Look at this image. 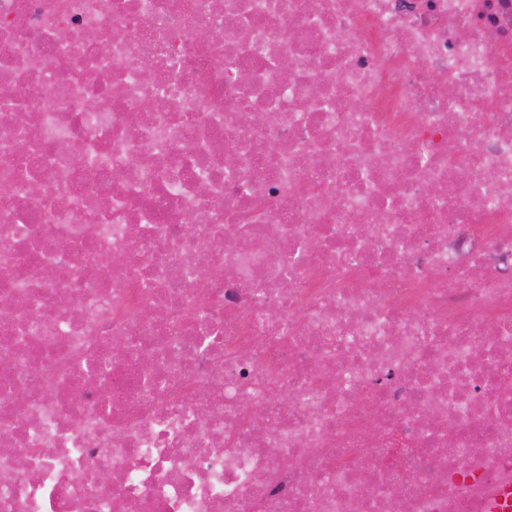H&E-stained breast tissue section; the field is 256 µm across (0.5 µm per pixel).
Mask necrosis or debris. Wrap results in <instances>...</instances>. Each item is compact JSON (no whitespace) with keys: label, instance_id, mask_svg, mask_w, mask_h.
I'll list each match as a JSON object with an SVG mask.
<instances>
[{"label":"necrosis or debris","instance_id":"1","mask_svg":"<svg viewBox=\"0 0 512 512\" xmlns=\"http://www.w3.org/2000/svg\"><path fill=\"white\" fill-rule=\"evenodd\" d=\"M391 503L512 512V0H0V512Z\"/></svg>","mask_w":512,"mask_h":512}]
</instances>
